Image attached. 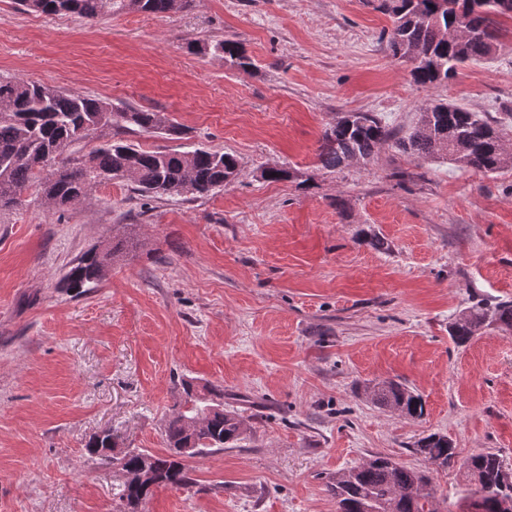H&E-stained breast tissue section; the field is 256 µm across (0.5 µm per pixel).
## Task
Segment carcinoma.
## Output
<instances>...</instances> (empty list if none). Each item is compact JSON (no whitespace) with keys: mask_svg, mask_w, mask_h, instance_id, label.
Wrapping results in <instances>:
<instances>
[{"mask_svg":"<svg viewBox=\"0 0 512 512\" xmlns=\"http://www.w3.org/2000/svg\"><path fill=\"white\" fill-rule=\"evenodd\" d=\"M174 0H17L25 11L46 15L75 14L87 21L126 11L155 15L174 10ZM379 8L392 19L382 39L395 59L412 63V81L423 87L448 82L457 69L472 61L489 59L501 47L500 18L512 19V0H381ZM471 35L457 41L445 38L455 23ZM214 54L233 67L254 66L243 47L230 39L211 44ZM113 130L115 140L76 156L72 147L94 135L101 127ZM177 132L159 112L125 103L111 104L88 95L48 84L23 80H0V208L13 207L31 187L48 202L62 207L88 196L106 180L129 181L141 195L161 199L183 194L207 196L224 190L237 172V159L227 153L196 148L184 152L147 151L121 139L129 132ZM492 124L476 113L448 102L420 108L414 126L405 135L387 125L374 112H344L327 128L317 150L318 166L340 172L353 159L372 160L387 143L404 153L424 159H446L455 167L481 173L512 169V153L502 137L491 139ZM47 162L55 164L50 176H42ZM131 240H120L100 252H87L67 271L64 282L81 294L96 285L104 271L124 258ZM504 331L512 330V301L486 304L478 301L460 313L449 326V336L467 344L486 319ZM172 413L165 431L168 451L155 455L133 449L124 457V467L138 471L145 463L156 473L155 486L121 485L125 506L142 503L155 489L168 485L188 487L194 483L179 449L194 448L202 456L234 448L246 431L244 421L224 408V389L209 390L210 400L190 395ZM380 408L416 419L424 415L422 398L400 383H377L364 390ZM414 453L429 463L455 459L456 451L445 435L431 433L414 443ZM512 478L498 454L480 451L464 463L459 498L478 512H501V503L512 497ZM329 491L336 497L338 512H440L425 472L408 468L387 456L367 461L329 477Z\"/></svg>","mask_w":512,"mask_h":512,"instance_id":"obj_1","label":"carcinoma"}]
</instances>
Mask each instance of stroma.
<instances>
[{"label":"stroma","instance_id":"35a3bbf8","mask_svg":"<svg viewBox=\"0 0 512 512\" xmlns=\"http://www.w3.org/2000/svg\"><path fill=\"white\" fill-rule=\"evenodd\" d=\"M379 0H193L160 16L87 22L0 0V78L53 85L162 113L180 135L136 132L145 150L234 155L223 191L165 199L108 180L55 208L28 190L0 210V512H115L120 480L88 454L167 451L183 397L218 386L246 433L189 459L195 484L166 486L138 512H336L329 475L375 454L423 467L438 432L458 462L432 473L443 512L460 461L492 451L512 468V332L456 345L471 303L512 300V170L483 174L394 146L339 173L317 166L340 113H377L404 132L444 99L512 144V20L490 59L436 88L412 82L381 34ZM232 39L239 70L203 45ZM266 166L293 179L268 182ZM373 229L389 248L358 241ZM137 247L77 295L63 277L113 237ZM394 380L422 395L411 420L363 389ZM414 453L423 457L428 463H434L436 467H445L448 459H454L456 457V448L453 447L452 443L448 440L445 435L438 433H431L426 436L419 438L413 446Z\"/></svg>","mask_w":512,"mask_h":512}]
</instances>
